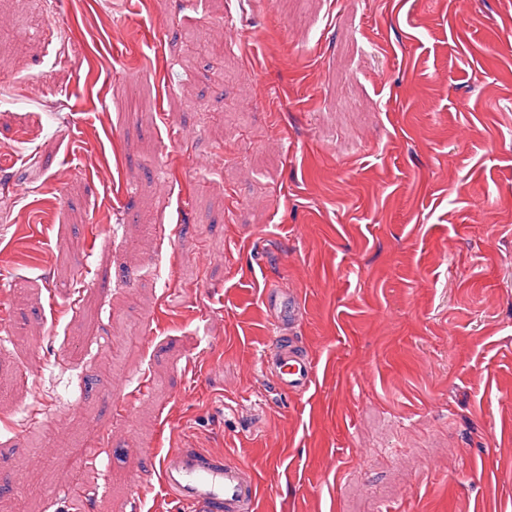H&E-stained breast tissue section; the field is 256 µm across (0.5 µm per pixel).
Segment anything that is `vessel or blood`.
Masks as SVG:
<instances>
[{
  "label": "vessel or blood",
  "instance_id": "obj_1",
  "mask_svg": "<svg viewBox=\"0 0 512 512\" xmlns=\"http://www.w3.org/2000/svg\"><path fill=\"white\" fill-rule=\"evenodd\" d=\"M265 304L280 321L296 323L299 299L293 294L264 291ZM283 393H302L315 382L314 361L293 336L276 337L262 357ZM160 484L177 502L178 512H257V485L251 470L229 455L201 448L170 449L160 462Z\"/></svg>",
  "mask_w": 512,
  "mask_h": 512
}]
</instances>
